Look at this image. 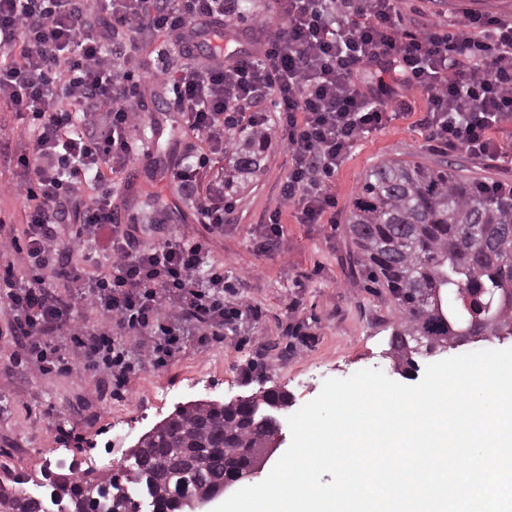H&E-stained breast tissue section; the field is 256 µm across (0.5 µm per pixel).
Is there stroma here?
<instances>
[{
    "instance_id": "1",
    "label": "stroma",
    "mask_w": 512,
    "mask_h": 512,
    "mask_svg": "<svg viewBox=\"0 0 512 512\" xmlns=\"http://www.w3.org/2000/svg\"><path fill=\"white\" fill-rule=\"evenodd\" d=\"M405 22L417 21L451 29L471 12L512 17V0H398ZM143 121L136 132L144 149L128 169L106 184L125 223L137 221L145 201L165 211V228L141 233L145 247L162 242L168 232L196 221L191 199L172 183L170 166L200 142L186 130L178 113L167 111L165 97L144 96ZM423 98L412 101L411 114L365 136L330 181L336 211L318 224L288 222L277 248L266 253L255 243L269 214L282 205L280 184L290 163L278 130H271L258 172L239 177L234 208L223 237L211 243L209 259L239 294L262 311L260 321H242L223 343L200 351L187 347L163 369H146L133 392L79 407L76 397L86 384L69 378H48L10 364L14 350L0 338V481L25 475L41 478L45 469L70 473L72 461L108 459L120 465L128 451L177 406L190 401L227 403L282 389L301 407L315 398L329 378H346L382 359L393 375L388 356L391 325L397 312L385 289L371 287L355 265V248L345 232L352 200L366 173L383 160L407 159L460 164L464 175L512 181V119L492 129L505 152L498 159L447 153L426 138L418 120ZM16 169L0 162V233H20L24 204L9 192ZM252 366L250 377L242 369Z\"/></svg>"
}]
</instances>
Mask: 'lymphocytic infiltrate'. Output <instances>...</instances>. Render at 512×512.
<instances>
[{"mask_svg": "<svg viewBox=\"0 0 512 512\" xmlns=\"http://www.w3.org/2000/svg\"><path fill=\"white\" fill-rule=\"evenodd\" d=\"M397 0H272L255 19L256 51L225 64L199 55L190 35L224 25V0H0V99L27 118L29 142L9 149L26 201L20 235H0V312L15 347L42 376H91L80 405L131 392L146 368L167 367L187 346L223 342L261 310L231 295L224 266L208 262L211 236L233 209L223 181L203 183L212 157L235 138L278 129L291 166L280 193L300 224L334 209L326 178L352 148L385 129L421 94L419 120L448 152L499 158L490 131L512 119V20L467 14L454 31L405 25ZM161 33L178 57L163 71L169 111L204 144L171 179L195 197L205 235L182 228L150 249L119 220L107 193L79 196L85 180L124 171L141 125L139 89L149 75L119 33ZM378 70L366 84L359 76ZM275 104L273 116L260 105ZM81 103V113L67 102ZM79 228L65 237L60 216ZM101 247L103 262L80 259Z\"/></svg>", "mask_w": 512, "mask_h": 512, "instance_id": "obj_1", "label": "lymphocytic infiltrate"}]
</instances>
